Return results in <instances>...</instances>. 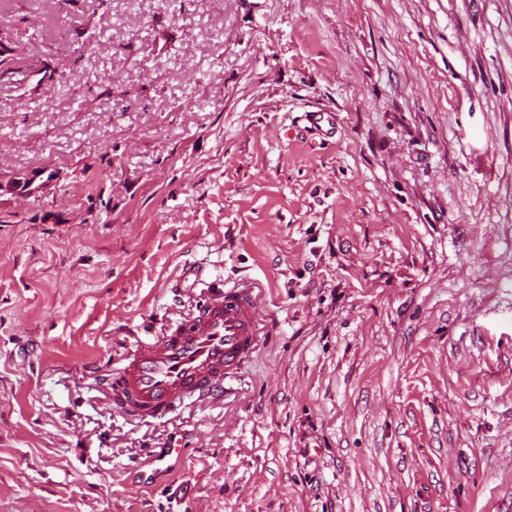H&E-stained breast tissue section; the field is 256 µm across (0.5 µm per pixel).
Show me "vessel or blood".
<instances>
[{
  "label": "vessel or blood",
  "mask_w": 512,
  "mask_h": 512,
  "mask_svg": "<svg viewBox=\"0 0 512 512\" xmlns=\"http://www.w3.org/2000/svg\"><path fill=\"white\" fill-rule=\"evenodd\" d=\"M259 322L251 288L214 287L193 321L136 346L112 382L116 409L160 419L186 397L213 395L249 360Z\"/></svg>",
  "instance_id": "obj_1"
}]
</instances>
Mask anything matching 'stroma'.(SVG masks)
<instances>
[{"mask_svg": "<svg viewBox=\"0 0 512 512\" xmlns=\"http://www.w3.org/2000/svg\"><path fill=\"white\" fill-rule=\"evenodd\" d=\"M0 45V512H512V0H0ZM242 282L215 400L113 409Z\"/></svg>", "mask_w": 512, "mask_h": 512, "instance_id": "35a3bbf8", "label": "stroma"}]
</instances>
